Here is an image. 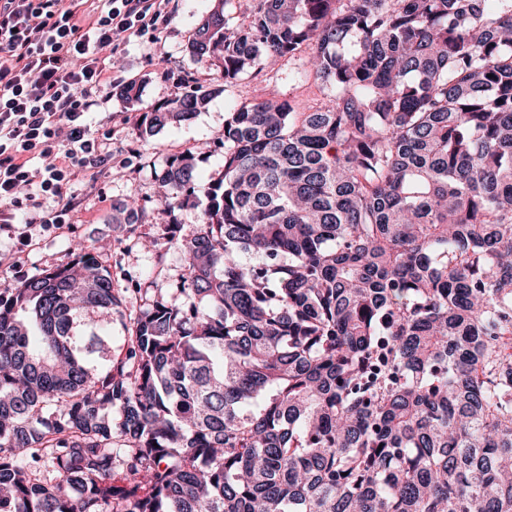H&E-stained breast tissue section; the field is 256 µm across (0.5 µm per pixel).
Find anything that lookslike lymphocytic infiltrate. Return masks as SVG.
Here are the masks:
<instances>
[{"mask_svg": "<svg viewBox=\"0 0 512 512\" xmlns=\"http://www.w3.org/2000/svg\"><path fill=\"white\" fill-rule=\"evenodd\" d=\"M169 0H0V225L67 224L77 173L111 167L89 116L115 77L107 60L156 38Z\"/></svg>", "mask_w": 512, "mask_h": 512, "instance_id": "obj_1", "label": "lymphocytic infiltrate"}]
</instances>
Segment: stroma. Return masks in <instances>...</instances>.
Returning a JSON list of instances; mask_svg holds the SVG:
<instances>
[{
	"instance_id": "35a3bbf8",
	"label": "stroma",
	"mask_w": 512,
	"mask_h": 512,
	"mask_svg": "<svg viewBox=\"0 0 512 512\" xmlns=\"http://www.w3.org/2000/svg\"><path fill=\"white\" fill-rule=\"evenodd\" d=\"M216 0H170L171 21L157 42L135 40L112 54L113 70L134 79L137 95L125 98L112 86L107 101L95 110L92 126L112 154V167L97 180L77 178L70 188L78 203L73 223L60 226L34 225L32 237L0 230V288H14L23 278L70 261V245L80 240L96 247L100 260L112 275L120 300L104 328L85 321L82 335L102 334L104 343L94 353L93 364L104 358L122 357L124 338L135 313L163 293L184 301L181 291L186 276L181 250L163 244L152 246L150 237L163 235L169 215L161 195L167 161L197 147L204 153L197 163V182L206 185L224 168V121L231 104L244 98L272 93L304 100L318 97L313 84L288 87L287 65H264L262 71L233 88H225L222 75L197 62L188 51L189 38L198 18ZM191 79L210 95L206 109L191 120L142 137L136 129L144 112L157 102L182 91V79ZM138 199L147 214L142 224H116L112 209L129 198Z\"/></svg>"
}]
</instances>
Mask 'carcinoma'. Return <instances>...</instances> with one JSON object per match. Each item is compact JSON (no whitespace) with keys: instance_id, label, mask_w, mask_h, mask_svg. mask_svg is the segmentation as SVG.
Wrapping results in <instances>:
<instances>
[{"instance_id":"1","label":"carcinoma","mask_w":512,"mask_h":512,"mask_svg":"<svg viewBox=\"0 0 512 512\" xmlns=\"http://www.w3.org/2000/svg\"><path fill=\"white\" fill-rule=\"evenodd\" d=\"M188 49L327 94L235 104L204 187L170 159L195 303L116 363L77 334L119 305L91 247L0 289V512H512V0H218ZM207 204V199L203 191L196 194L195 203L179 211L178 219L180 226V235L184 238L193 237L200 228V216Z\"/></svg>"}]
</instances>
